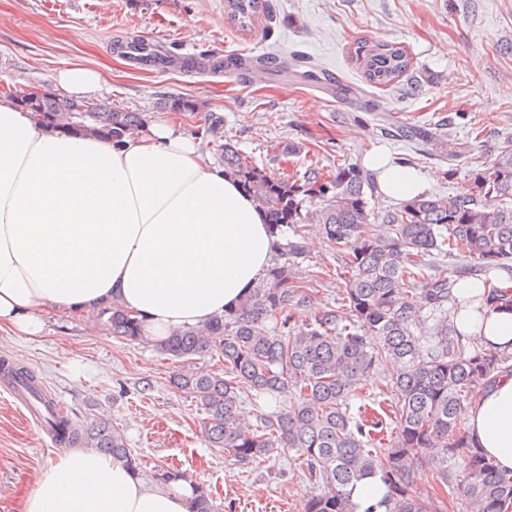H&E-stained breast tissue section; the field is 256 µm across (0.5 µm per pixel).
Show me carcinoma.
Instances as JSON below:
<instances>
[{
  "label": "carcinoma",
  "mask_w": 512,
  "mask_h": 512,
  "mask_svg": "<svg viewBox=\"0 0 512 512\" xmlns=\"http://www.w3.org/2000/svg\"><path fill=\"white\" fill-rule=\"evenodd\" d=\"M265 9L266 0H224L226 18L241 27ZM353 57L368 82L379 86L393 83L409 66L402 48L383 43L358 42ZM15 101L49 127H58L59 116L75 114L69 129L114 142L148 121L143 112L49 92H23ZM224 171L266 213L276 237L271 267L224 316L154 343L173 359L211 355L224 361L220 371L184 369L172 377L205 414L212 446L240 464L295 452L311 484L301 512H355L350 487L372 473L381 474L386 486V512H440L436 501L412 494L415 467L426 452L433 455L440 485L460 495L466 512H512V474L500 471L458 424L476 388L512 372V353L463 342L448 320L455 279L436 265L438 256L455 254L485 271H512V151L476 169L470 193L405 202L388 215L389 231L380 236L368 230L369 182L357 167L338 166L328 174L312 167L304 183L294 184L226 143ZM314 232L345 252L343 304L319 309L299 324L292 309L306 298L309 282L298 280L295 266ZM484 284L490 288L487 307L512 306V288L489 278ZM98 317L113 336L144 340L139 322L121 309L105 307ZM270 320L276 322L271 330ZM380 365L387 375L379 389L391 400L374 419L357 417L350 401L365 393ZM3 375L48 403L28 371L9 368ZM246 391L258 397L291 392L294 398L284 411L254 413L248 425L241 414ZM49 424L68 445L122 459L139 473L140 459L109 423L80 427L66 415ZM159 479L187 482L195 512H219L207 490L184 473L165 470Z\"/></svg>",
  "instance_id": "cac0c4a2"
}]
</instances>
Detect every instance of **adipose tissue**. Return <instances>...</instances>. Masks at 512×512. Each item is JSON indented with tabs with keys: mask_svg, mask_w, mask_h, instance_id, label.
Instances as JSON below:
<instances>
[{
	"mask_svg": "<svg viewBox=\"0 0 512 512\" xmlns=\"http://www.w3.org/2000/svg\"><path fill=\"white\" fill-rule=\"evenodd\" d=\"M381 191L411 199L425 177L366 154ZM263 212L193 137L150 122L121 145L47 129L0 96V328L38 335L44 315L111 305L150 339L223 315L262 280L274 254ZM481 279L459 278L453 321L464 338L512 351V310L486 308ZM462 415L475 443L512 471V376ZM188 486H147L88 448L42 471L23 512H192Z\"/></svg>",
	"mask_w": 512,
	"mask_h": 512,
	"instance_id": "obj_1",
	"label": "adipose tissue"
}]
</instances>
